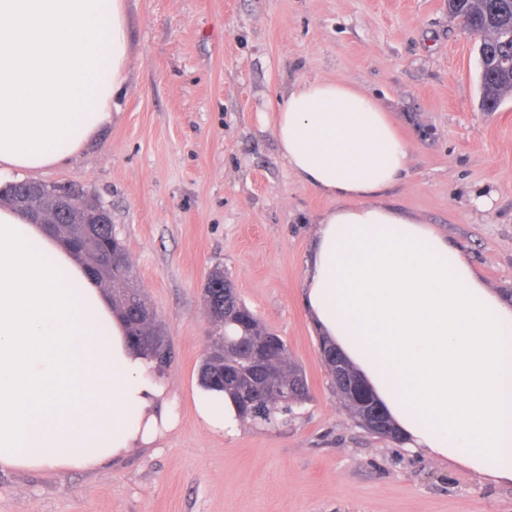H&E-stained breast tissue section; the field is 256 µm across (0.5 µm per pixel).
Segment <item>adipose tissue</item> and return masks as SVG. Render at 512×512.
I'll return each instance as SVG.
<instances>
[{
	"label": "adipose tissue",
	"instance_id": "adipose-tissue-1",
	"mask_svg": "<svg viewBox=\"0 0 512 512\" xmlns=\"http://www.w3.org/2000/svg\"><path fill=\"white\" fill-rule=\"evenodd\" d=\"M124 0H0V169L79 153L127 82ZM321 212L302 304L374 393L401 446L512 487V300L463 249L397 209L409 148L382 103L346 82L294 80L273 116ZM167 387L132 350L111 296L50 230L0 209V470H93L173 425ZM198 418L234 404L197 389Z\"/></svg>",
	"mask_w": 512,
	"mask_h": 512
}]
</instances>
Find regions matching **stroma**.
<instances>
[{
    "label": "stroma",
    "mask_w": 512,
    "mask_h": 512,
    "mask_svg": "<svg viewBox=\"0 0 512 512\" xmlns=\"http://www.w3.org/2000/svg\"><path fill=\"white\" fill-rule=\"evenodd\" d=\"M126 17L110 123L38 179L81 183L109 206L174 353L160 375L177 425L94 470H1L0 512H512L511 487L409 454L341 404L301 303L332 202L289 172L273 134L295 79L376 95L410 149L397 208L512 296V97L480 110L477 44L448 0H126ZM480 189L488 208L472 202ZM216 268L306 372L311 399L287 423L229 435L195 414Z\"/></svg>",
    "instance_id": "stroma-1"
}]
</instances>
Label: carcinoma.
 Listing matches in <instances>:
<instances>
[{
	"mask_svg": "<svg viewBox=\"0 0 512 512\" xmlns=\"http://www.w3.org/2000/svg\"><path fill=\"white\" fill-rule=\"evenodd\" d=\"M448 13L467 20L483 35L478 43L479 106L495 112L506 96L512 94V0H448ZM68 189L61 184L40 183L34 188L28 181L0 186V202L13 201L19 211L35 219L46 209L55 215L54 232L76 252H86L102 260L120 255L124 268L92 275L112 296L113 307L124 319L132 346L157 366L171 362L172 348L143 344L141 339L161 331L144 318L150 305L139 288L123 241L111 224H100L98 230L84 235L82 212L69 205ZM207 312L213 316L211 344L198 368L199 385L222 390L233 400L243 421L274 425L278 416L310 400L308 383L301 366L288 355L284 339L263 325L256 314L238 296L225 297L224 288H210L204 294ZM260 347L265 356L261 371L248 368L249 359L240 345ZM321 354L328 367L332 386L347 404L356 421H361L374 404V396L363 384L343 385L336 378V352L324 344Z\"/></svg>",
	"mask_w": 512,
	"mask_h": 512,
	"instance_id": "cac0c4a2",
	"label": "carcinoma"
}]
</instances>
